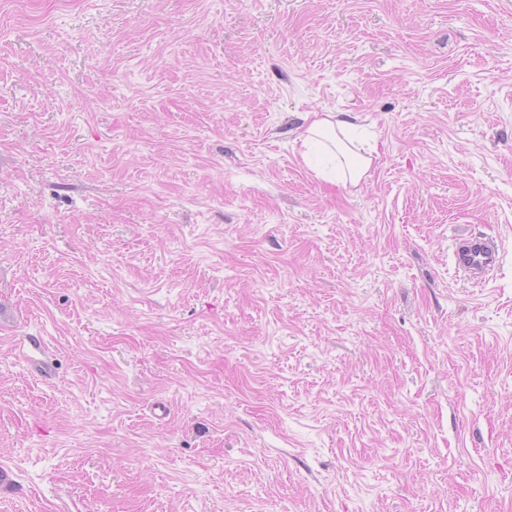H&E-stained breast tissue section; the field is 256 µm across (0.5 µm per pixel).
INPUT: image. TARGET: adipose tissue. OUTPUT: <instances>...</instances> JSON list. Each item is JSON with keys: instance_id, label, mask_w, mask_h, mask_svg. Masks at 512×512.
Listing matches in <instances>:
<instances>
[{"instance_id": "obj_1", "label": "adipose tissue", "mask_w": 512, "mask_h": 512, "mask_svg": "<svg viewBox=\"0 0 512 512\" xmlns=\"http://www.w3.org/2000/svg\"><path fill=\"white\" fill-rule=\"evenodd\" d=\"M305 120L306 126L300 135L303 147L320 149L338 160L334 185H358L380 155L378 143L361 146L354 117L349 112H310Z\"/></svg>"}]
</instances>
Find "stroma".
Listing matches in <instances>:
<instances>
[{"mask_svg":"<svg viewBox=\"0 0 512 512\" xmlns=\"http://www.w3.org/2000/svg\"><path fill=\"white\" fill-rule=\"evenodd\" d=\"M0 512H512V0H0ZM304 120L308 124L299 135L303 147L320 149L339 162L338 175L328 180L330 184L358 185L380 155L378 142H366L368 146L364 147L356 135V117L351 112H308ZM453 256L457 267L477 283L485 282L500 261L498 247L490 239H460Z\"/></svg>","mask_w":512,"mask_h":512,"instance_id":"obj_1","label":"stroma"}]
</instances>
